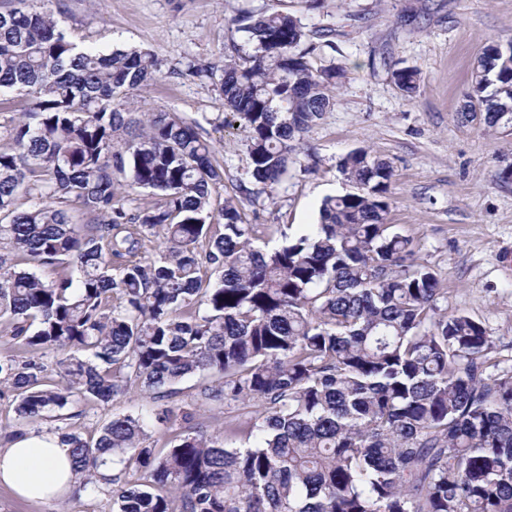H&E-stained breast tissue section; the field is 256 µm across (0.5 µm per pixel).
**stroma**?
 <instances>
[{"label":"stroma","instance_id":"1","mask_svg":"<svg viewBox=\"0 0 512 512\" xmlns=\"http://www.w3.org/2000/svg\"><path fill=\"white\" fill-rule=\"evenodd\" d=\"M41 7L84 45L152 55L157 76L132 104L175 112L207 129L224 166V182L213 191L220 201L250 183L248 145L223 127L214 80L189 74L188 63L213 66L232 48L251 51L231 24L244 12H287L305 29L335 30L334 48L316 52L312 62L344 65L347 74L275 196L257 193L245 202L247 222L258 227L255 246L277 245L279 228L295 236L316 223L322 200L347 190L338 172L342 157L369 149L394 168L389 221L414 239L418 262L438 275L449 313L482 322L501 357H512V180L497 176L512 164V124L489 127L460 114L483 47L512 40V0H322L316 9L306 0H42ZM402 66L421 72L413 94L391 78ZM200 383L184 378L166 404L195 412L196 426L210 432L231 409L198 400ZM162 404L138 391L86 405L71 425L93 437L112 416L139 409L157 440L167 435L155 419ZM0 512H112V500L103 492L28 501L0 485Z\"/></svg>","mask_w":512,"mask_h":512}]
</instances>
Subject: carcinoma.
I'll list each match as a JSON object with an SVG mask.
<instances>
[{"mask_svg": "<svg viewBox=\"0 0 512 512\" xmlns=\"http://www.w3.org/2000/svg\"><path fill=\"white\" fill-rule=\"evenodd\" d=\"M20 3L0 11V92L29 97L0 147V337L59 353V381L7 355L0 385L20 418L57 423L73 493L104 490L112 512H512V371L481 322L440 306L437 274L388 223L391 163L347 153L350 191L262 251L239 199L207 222L224 166L206 129L126 108L156 76L149 54L81 47ZM232 24L252 52L189 70L217 78L271 197L345 70L311 62L331 29L279 12ZM391 77L411 94L420 71ZM463 111L512 123V40L476 58ZM139 189L160 199L125 207ZM197 374L200 400L238 404L213 434L158 452L139 412L95 439L59 426L81 403L133 388L171 398ZM241 434L252 444L231 446Z\"/></svg>", "mask_w": 512, "mask_h": 512, "instance_id": "carcinoma-1", "label": "carcinoma"}]
</instances>
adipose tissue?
Returning a JSON list of instances; mask_svg holds the SVG:
<instances>
[{
	"label": "adipose tissue",
	"mask_w": 512,
	"mask_h": 512,
	"mask_svg": "<svg viewBox=\"0 0 512 512\" xmlns=\"http://www.w3.org/2000/svg\"><path fill=\"white\" fill-rule=\"evenodd\" d=\"M73 481L69 451L54 434L29 433L0 448V485L19 497L34 501L55 499Z\"/></svg>",
	"instance_id": "adipose-tissue-1"
}]
</instances>
